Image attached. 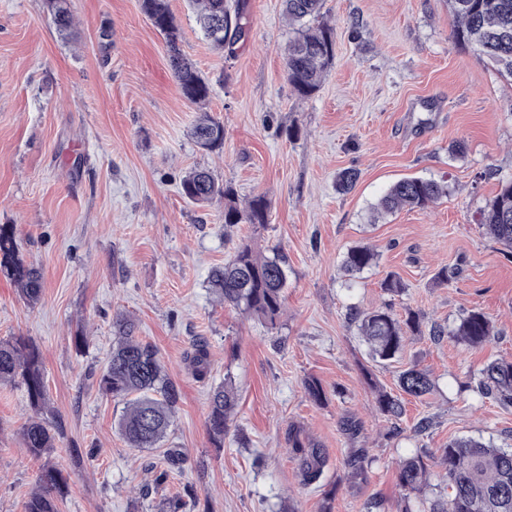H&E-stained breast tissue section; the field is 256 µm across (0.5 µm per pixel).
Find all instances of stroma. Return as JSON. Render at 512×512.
Here are the masks:
<instances>
[{"mask_svg":"<svg viewBox=\"0 0 512 512\" xmlns=\"http://www.w3.org/2000/svg\"><path fill=\"white\" fill-rule=\"evenodd\" d=\"M167 3L182 54L211 84L207 109L224 124L222 153L190 138L196 108L140 0H71L76 25L66 37L44 0H0V224L17 225L21 253L43 274L33 306L0 278V339L38 345L42 417L60 429L49 456H30L25 392L0 384V512H23L46 464L66 479L59 512H159L174 498L185 512H419L441 470L432 467L430 487L407 498L400 459L433 455L457 437L512 447V406L475 385L485 363L512 358V249L479 223L512 178V83L455 43L446 0H324L335 58L305 98L286 76L283 0H248L246 34L224 55L188 0ZM291 125L299 137L287 138ZM458 143L463 153H452ZM197 167L232 183L240 200L264 196L268 224L228 230L221 205L189 202L181 182ZM345 169L359 179L343 193L336 177ZM406 177L446 182L448 195L374 220L372 204ZM244 237L287 258L277 326L218 302L208 286ZM356 245L378 260L351 276L342 262ZM444 264L459 265L460 277L438 287ZM391 273L402 295L383 291ZM384 304L450 328L479 308L495 337L470 350L424 333L381 365L348 313ZM119 315L135 320L181 394L166 438L150 450L128 447L117 429L123 405L97 385ZM79 330L89 338L80 350ZM197 340L210 353L203 380L187 359ZM415 364L429 370L432 392L403 396L400 419L377 414L375 389L397 391ZM227 378L238 405L217 449L208 397ZM312 378L323 403L306 393ZM424 417L432 426L416 434ZM348 421L357 432L345 430ZM294 427L326 453L309 487L289 457ZM357 455L361 476L348 464Z\"/></svg>","mask_w":512,"mask_h":512,"instance_id":"obj_1","label":"stroma"}]
</instances>
